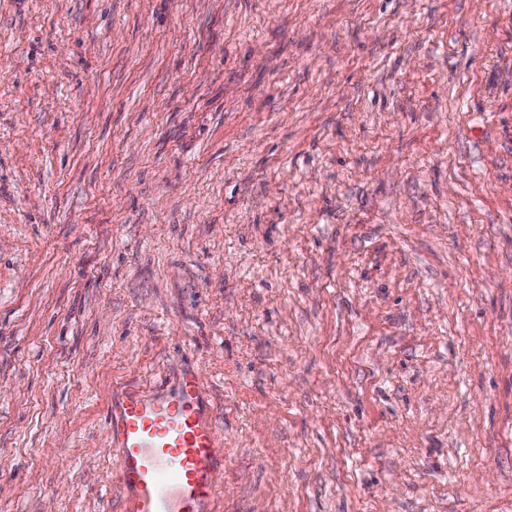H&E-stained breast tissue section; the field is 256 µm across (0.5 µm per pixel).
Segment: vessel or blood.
<instances>
[{
	"label": "vessel or blood",
	"mask_w": 512,
	"mask_h": 512,
	"mask_svg": "<svg viewBox=\"0 0 512 512\" xmlns=\"http://www.w3.org/2000/svg\"><path fill=\"white\" fill-rule=\"evenodd\" d=\"M107 415L124 512H213L223 455L195 370L169 390L113 383Z\"/></svg>",
	"instance_id": "obj_1"
}]
</instances>
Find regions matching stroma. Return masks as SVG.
I'll return each mask as SVG.
<instances>
[{"mask_svg": "<svg viewBox=\"0 0 512 512\" xmlns=\"http://www.w3.org/2000/svg\"><path fill=\"white\" fill-rule=\"evenodd\" d=\"M188 365L215 512H512V0H0V512Z\"/></svg>", "mask_w": 512, "mask_h": 512, "instance_id": "35a3bbf8", "label": "stroma"}]
</instances>
